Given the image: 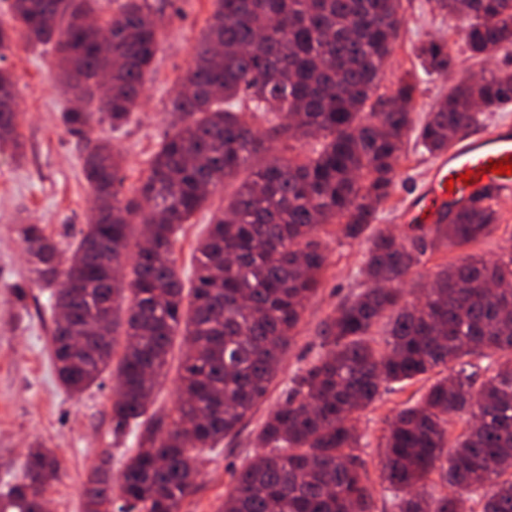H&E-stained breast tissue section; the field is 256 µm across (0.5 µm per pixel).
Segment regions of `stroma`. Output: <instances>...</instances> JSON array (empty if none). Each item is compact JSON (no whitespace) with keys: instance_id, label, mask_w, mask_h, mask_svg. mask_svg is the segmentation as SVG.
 <instances>
[{"instance_id":"1","label":"stroma","mask_w":512,"mask_h":512,"mask_svg":"<svg viewBox=\"0 0 512 512\" xmlns=\"http://www.w3.org/2000/svg\"><path fill=\"white\" fill-rule=\"evenodd\" d=\"M176 5L177 12H166L160 18L158 50L145 78L143 103L118 131L102 124L82 135L62 124L61 111L73 97L58 81L52 46L34 48L18 37L0 61V66L13 74L23 142L18 156L11 148L0 146V492L20 479L28 448L51 449L62 460L64 471L48 489V512H83L82 487L102 452L111 453L112 470L120 472L124 453L136 447L137 436L132 433L118 440L112 434L111 375H103L100 384L79 395L60 384L51 352V290L29 279L23 230L26 225L38 224L61 249L74 246L92 206L82 172L88 146L106 143L122 155V196H130L145 177L149 161L169 129V100L192 64L213 11L212 0H176ZM401 13L404 24L382 75L381 90L391 92L407 73H416L415 117L426 115L449 85L461 78L512 69V52L489 59L472 57L461 35L463 20L432 12L431 0H401ZM431 38L447 42L459 60L457 71L445 77L421 72L414 50ZM435 161L416 140L408 141L406 156L397 167L393 194L379 208L374 228L397 236L407 233L412 197ZM234 190V184H225L206 209L178 230L174 258L183 283H191L195 277V249L206 233L212 211L222 207ZM494 207L499 214L498 229L467 252L491 258L512 245V194L496 199ZM327 242L323 285L306 306L266 401L236 435L203 454L196 487L179 512H219L224 493L232 486L234 469L255 453L263 421L292 377L321 354L318 332L322 321L341 301L361 291L360 270L367 242L333 236ZM466 251L452 246L426 250L419 270L435 274ZM21 289L26 292L22 299L17 296ZM425 387L422 380L389 385L360 414L361 456L370 477L374 512H391L393 493L378 478L379 450L389 423L399 410L417 401Z\"/></svg>"}]
</instances>
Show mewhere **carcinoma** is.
<instances>
[{
	"label": "carcinoma",
	"mask_w": 512,
	"mask_h": 512,
	"mask_svg": "<svg viewBox=\"0 0 512 512\" xmlns=\"http://www.w3.org/2000/svg\"><path fill=\"white\" fill-rule=\"evenodd\" d=\"M97 0H12L0 22V51L23 31L54 45L64 88L79 105L62 113L73 132L108 121L127 125L152 69L159 27L150 0H122L99 20ZM193 64L170 101L171 131L159 142L140 185L119 198L122 157L97 144L83 172L94 209L65 252L39 224L24 229L32 281L56 286L52 353L61 383L78 393L116 369L112 433L134 428L112 485L108 461L83 484L84 512H179L200 475V454L234 435L264 400L291 346L306 303L318 292L327 246L319 232L368 240L367 287L343 302L319 331L324 353L291 379L263 423L262 447L234 474L222 512H374L359 455L358 415L380 387L436 379L389 425L379 479L403 492L394 512H512V287L496 296L489 282L512 284V249L493 260L469 254L435 273L416 304L401 284L419 275L420 256L441 244L467 248L497 228L489 202L445 208L433 224H414L407 241L377 230L410 133L430 154L448 151L479 124L480 112L512 105V71H491L448 87L415 124L416 85L388 95L379 80L403 24L400 0H213ZM462 18L473 57L512 49V0H434ZM428 74L457 65L435 39L415 50ZM17 93L0 68V144L22 148ZM268 127L254 128L257 117ZM317 140L309 154L263 162L272 141ZM252 168L214 215L196 247L197 271L186 290L173 258L174 234L210 198ZM130 277L123 263L133 225ZM84 337L78 343L74 337ZM188 345L171 413L150 411L173 339ZM117 365H112V361ZM477 420L450 439L458 419ZM60 462L31 448L21 482L0 495V512H44ZM437 476L450 493H426Z\"/></svg>",
	"instance_id": "cac0c4a2"
}]
</instances>
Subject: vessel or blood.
<instances>
[{"label":"vessel or blood","instance_id":"1","mask_svg":"<svg viewBox=\"0 0 512 512\" xmlns=\"http://www.w3.org/2000/svg\"><path fill=\"white\" fill-rule=\"evenodd\" d=\"M512 160V125L496 127L492 132L459 143L433 166L427 185L412 205V220L432 223L444 204L465 205L475 200H492L512 191V173L501 175L489 171L490 162ZM479 172L478 181H460L461 173Z\"/></svg>","mask_w":512,"mask_h":512}]
</instances>
